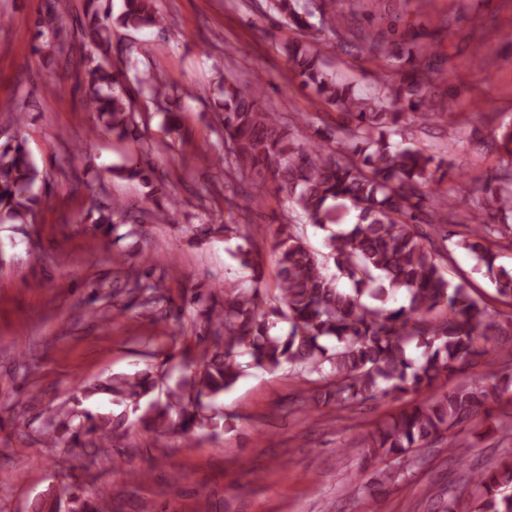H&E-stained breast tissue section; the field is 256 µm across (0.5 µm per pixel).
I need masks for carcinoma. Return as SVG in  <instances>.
I'll return each mask as SVG.
<instances>
[{
    "instance_id": "1",
    "label": "carcinoma",
    "mask_w": 512,
    "mask_h": 512,
    "mask_svg": "<svg viewBox=\"0 0 512 512\" xmlns=\"http://www.w3.org/2000/svg\"><path fill=\"white\" fill-rule=\"evenodd\" d=\"M112 0H86L89 66L80 82L86 107L100 126L119 137L134 134V113L127 88L112 70V25L164 27L156 0H123L122 11L112 12ZM347 0H331L329 10L310 0H270V9L301 32L283 53L290 70L321 105L336 108V127L285 125L263 104L260 85L243 86L224 79L219 116L229 140L224 175L248 173L261 203L266 182L276 183L288 201L308 222L326 232L327 252L318 253L304 239L297 224L282 222L274 232L276 294L262 287L263 273L250 252L237 248L235 257L252 271L253 285L224 288L182 297L193 309L194 338L202 346L192 358L179 362L184 374L167 389L165 400L152 399L166 373L147 368L112 376L91 387H78L86 400L102 391L112 403L132 408L137 423L147 431L163 433L173 424L185 433L208 430L215 436L224 427V415L214 399L242 375L238 358L244 354L256 368L277 370L287 364L319 375L323 384L311 399L345 406L390 395L422 392L443 377L463 378L438 397L413 402L382 421L355 449L375 466L388 457L400 459L448 437V452L466 461L458 427L479 413L493 419L485 433L512 430V411L493 415V404L512 391V373L490 378L467 376L488 353V344L512 335V316L497 315L469 288L468 279L453 284L445 276L452 260L448 234L433 239L423 226L457 224L465 231L454 246L469 253L473 270L490 275L495 294L512 300V270L497 265L496 249L512 247V123H501L498 136L509 161L463 200L466 215L448 210V197L432 186L464 166L447 162L437 151L407 137L409 126L445 121L456 116L459 88L447 84L438 72L430 44L417 42L387 50L396 77L372 95L331 74L321 53L308 42L309 31L340 34ZM157 103L168 100L163 82L150 75L139 80ZM152 168L141 161L113 170L120 179L151 184ZM41 172L24 143L0 144V216L14 224H31L41 204L33 187ZM158 189L151 219L169 221L176 202ZM94 224L108 236L132 220L120 201L110 206L92 204ZM355 221L336 231L344 214ZM247 224H209L208 234L247 238ZM334 263L338 274L328 275ZM347 279L352 288L338 286ZM161 285L152 273L133 269L120 291L144 296L140 306L155 311ZM369 294L376 304L361 303ZM402 294L405 304L387 303ZM55 429L74 447L108 451L127 430L126 411L92 412L71 409L52 416ZM405 477L387 465L374 471L372 484L380 491ZM470 500L448 498L443 512H512V455L490 466L470 471ZM70 512H109L107 493L99 489L83 498L68 494Z\"/></svg>"
}]
</instances>
